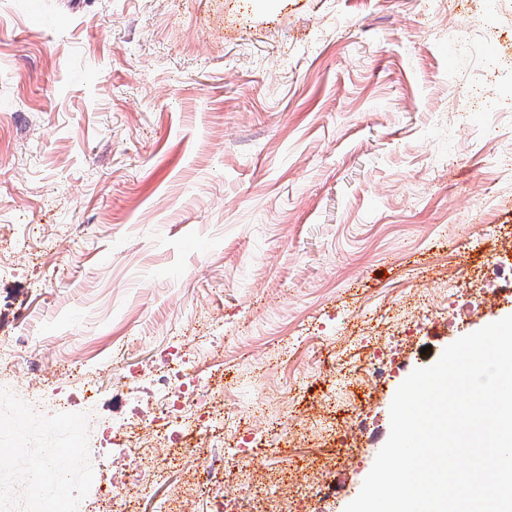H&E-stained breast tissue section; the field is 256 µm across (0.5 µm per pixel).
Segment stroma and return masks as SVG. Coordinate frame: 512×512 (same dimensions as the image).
<instances>
[{"label": "stroma", "mask_w": 512, "mask_h": 512, "mask_svg": "<svg viewBox=\"0 0 512 512\" xmlns=\"http://www.w3.org/2000/svg\"><path fill=\"white\" fill-rule=\"evenodd\" d=\"M483 8L0 0V327L94 380L221 328V398L288 435L255 483L328 468L344 512L399 385L512 315L476 282L512 262V112L467 96L512 10ZM458 285L470 312L426 320Z\"/></svg>", "instance_id": "obj_1"}]
</instances>
